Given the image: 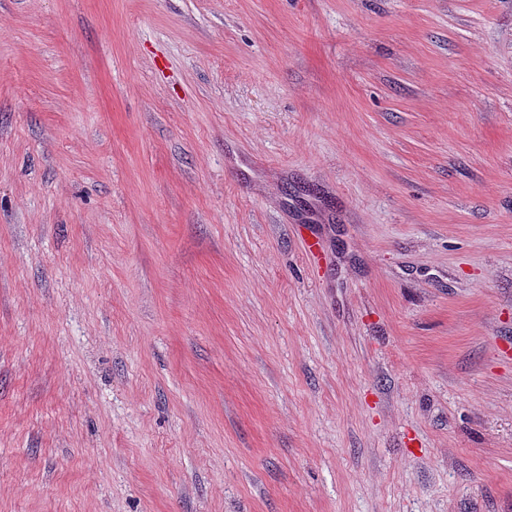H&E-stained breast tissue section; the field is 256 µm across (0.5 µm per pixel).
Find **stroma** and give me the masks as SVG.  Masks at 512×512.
Returning a JSON list of instances; mask_svg holds the SVG:
<instances>
[{"label": "stroma", "mask_w": 512, "mask_h": 512, "mask_svg": "<svg viewBox=\"0 0 512 512\" xmlns=\"http://www.w3.org/2000/svg\"><path fill=\"white\" fill-rule=\"evenodd\" d=\"M0 512H512V0H0Z\"/></svg>", "instance_id": "35a3bbf8"}]
</instances>
